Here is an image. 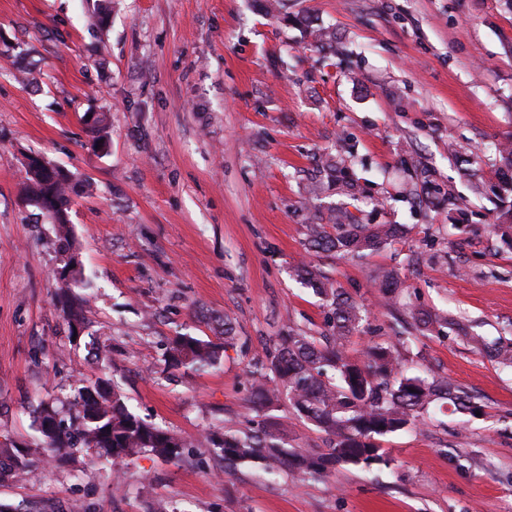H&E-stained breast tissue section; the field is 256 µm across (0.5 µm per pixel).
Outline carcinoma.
Wrapping results in <instances>:
<instances>
[{"mask_svg": "<svg viewBox=\"0 0 512 512\" xmlns=\"http://www.w3.org/2000/svg\"><path fill=\"white\" fill-rule=\"evenodd\" d=\"M345 160L325 153L316 160V177L309 186L317 196L331 191L353 198L358 185L345 173ZM22 196L30 204L44 203L66 214L72 204L73 186L59 167L45 164L25 171ZM411 228L405 224H364L349 211L327 218L314 216L306 224L305 249L308 254L362 258L405 241ZM55 237L63 267L71 279L88 287L73 246L72 225L67 220L55 224ZM301 284L310 288L330 314L325 331L312 336L294 324L288 335L277 336L265 348L264 357L248 371L251 410L265 416L281 399L293 413L327 436L328 448L308 451L288 443L285 434L261 422L245 430L224 428L209 433L198 444L214 449L224 460V473L243 464H255L267 473L287 472L301 479L320 478L339 465L370 468L387 466L389 458L382 438L423 424L429 409L452 404L456 412L476 415L481 405L453 380L445 377L410 375L404 369L402 348L411 337L395 332L397 343L367 346L364 357L353 359L346 351L347 339L365 332L368 313L329 276L320 263L302 261L295 270ZM374 287L395 307L405 305L416 329L428 338L441 337L448 327V315L404 302L402 284L395 268L379 270ZM60 302L71 332L84 325L86 299L61 286ZM221 342L188 334L173 337L164 354L165 369L198 368L216 363L223 349L234 348L239 338L229 318L223 319ZM69 423L51 403L35 410L34 424L40 434L42 461L63 463L84 449L121 463L141 453L165 461H178L193 443L134 413L120 387L107 380L74 390L68 401ZM39 472V464L28 450L15 444H0V478L7 472Z\"/></svg>", "mask_w": 512, "mask_h": 512, "instance_id": "carcinoma-1", "label": "carcinoma"}]
</instances>
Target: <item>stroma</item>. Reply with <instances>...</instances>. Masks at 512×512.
<instances>
[{"label": "stroma", "instance_id": "1", "mask_svg": "<svg viewBox=\"0 0 512 512\" xmlns=\"http://www.w3.org/2000/svg\"><path fill=\"white\" fill-rule=\"evenodd\" d=\"M0 0V442L38 455L33 409L100 378L132 412L193 440L181 460L144 453L120 466L77 454L67 468L0 482L12 512H512V367L457 331L420 338L414 373L476 396L480 416L431 409L424 426L382 439L389 465H342L299 480L223 461L207 431L245 428L247 368L289 323L316 333L327 308L293 274L305 224L331 207L410 237L322 266L368 311L350 356L414 332L371 286L396 267L412 304L462 317L488 343L512 341V0ZM319 27L337 53L312 46ZM105 116L110 145L84 120ZM342 154L356 198L309 197L315 156ZM68 170L70 220L91 282L88 323L71 336L57 301L54 228L22 203L26 157ZM437 187L426 193L417 170ZM231 319L247 354L202 370H163L172 336L214 338ZM270 420L298 448L323 434L280 401Z\"/></svg>", "mask_w": 512, "mask_h": 512}]
</instances>
